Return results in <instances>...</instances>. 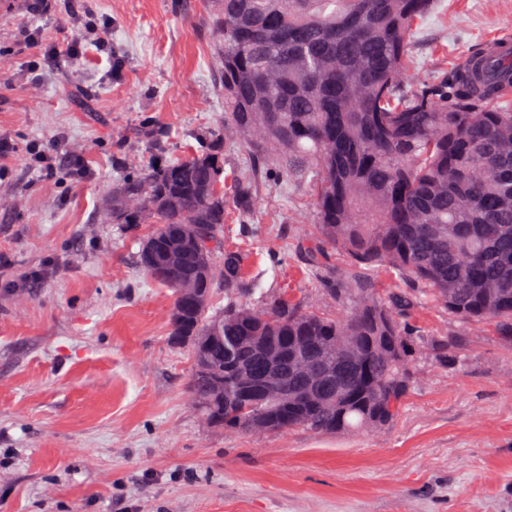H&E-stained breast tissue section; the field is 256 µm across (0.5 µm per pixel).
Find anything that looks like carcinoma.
I'll return each mask as SVG.
<instances>
[{
	"label": "carcinoma",
	"instance_id": "obj_1",
	"mask_svg": "<svg viewBox=\"0 0 512 512\" xmlns=\"http://www.w3.org/2000/svg\"><path fill=\"white\" fill-rule=\"evenodd\" d=\"M220 36L215 59L224 125L200 138L187 158L126 174L112 188L109 216L135 231L138 260L167 262L178 249L206 257L172 266L157 284L172 291L170 341L192 353L188 393L204 422L249 432L307 428L320 434L380 429L397 417L411 377L395 353L416 351L415 316L437 307L462 323H490L512 338V157L494 155L512 129V99L499 94L479 59L411 82L410 51L435 0H207ZM325 55L336 70L319 66ZM280 83L256 94L264 71ZM266 111L267 136L252 139ZM235 132L247 172H225L224 134ZM308 190L317 214L303 247L318 291L336 313L283 294L249 300L244 255L224 249V225L250 211L262 182ZM139 196L149 207L127 211ZM346 257L340 273L331 255ZM399 285L375 287L373 273ZM201 277L198 300L176 282ZM224 290V310H212ZM461 332L436 340L435 356L456 357ZM323 361L330 374L308 383L293 360ZM224 385L217 393L211 383Z\"/></svg>",
	"mask_w": 512,
	"mask_h": 512
}]
</instances>
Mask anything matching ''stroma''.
I'll return each mask as SVG.
<instances>
[{"instance_id":"1","label":"stroma","mask_w":512,"mask_h":512,"mask_svg":"<svg viewBox=\"0 0 512 512\" xmlns=\"http://www.w3.org/2000/svg\"><path fill=\"white\" fill-rule=\"evenodd\" d=\"M33 3L0 0V139L14 147L0 170V512H512V341L437 308L418 317L414 382L386 428L257 438L202 421L190 352L168 339L170 293L104 202L156 157L146 127L185 158L223 124L205 0ZM27 30L57 57L27 48ZM501 33L512 0H438L413 50L430 70ZM34 146L84 156L90 176H45ZM315 222L304 190L264 183L224 246L268 292L332 312L299 253ZM459 328L463 349L440 365L431 338Z\"/></svg>"}]
</instances>
